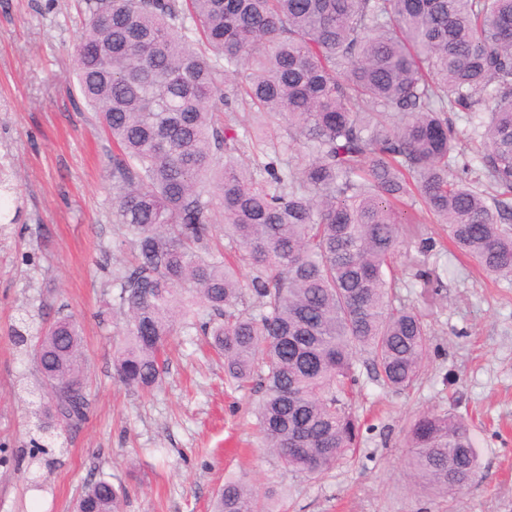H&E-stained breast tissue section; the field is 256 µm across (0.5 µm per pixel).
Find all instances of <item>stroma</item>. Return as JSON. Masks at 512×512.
Instances as JSON below:
<instances>
[{
	"instance_id": "1",
	"label": "stroma",
	"mask_w": 512,
	"mask_h": 512,
	"mask_svg": "<svg viewBox=\"0 0 512 512\" xmlns=\"http://www.w3.org/2000/svg\"><path fill=\"white\" fill-rule=\"evenodd\" d=\"M74 12V0H0V512H74L103 475L127 491L121 512H210L230 477L274 488L281 512H512V280L485 278L441 225L420 227L432 250L406 242L394 263L398 297L430 331L420 379L396 394L360 362L361 439L318 477L259 449L257 386L228 385L199 334L174 336L151 393L114 379L122 320L108 272L126 248L112 222V143L72 74ZM26 311L72 316L86 354L88 417L45 454L25 425L37 376L9 337ZM428 410L464 416L479 454L474 484L447 497L405 474L407 428Z\"/></svg>"
}]
</instances>
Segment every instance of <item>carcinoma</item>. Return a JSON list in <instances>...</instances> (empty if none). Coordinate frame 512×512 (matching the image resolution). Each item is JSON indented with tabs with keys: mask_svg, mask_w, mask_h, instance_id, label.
<instances>
[{
	"mask_svg": "<svg viewBox=\"0 0 512 512\" xmlns=\"http://www.w3.org/2000/svg\"><path fill=\"white\" fill-rule=\"evenodd\" d=\"M78 89L112 139V223L131 259L110 272L122 340L113 377L147 392L178 328L196 327L227 379L256 382L260 447L307 477L355 449L359 356L395 393L428 354L423 314L390 276L404 207L443 224L484 273L512 278V0H81ZM244 112L254 118L246 125ZM479 119L480 162L448 113ZM224 221V243H213ZM246 266L248 280L240 278ZM259 303L243 308L244 292ZM69 427L90 409L69 316L12 326ZM406 467L440 496L479 461L467 420L425 412ZM224 481L212 512H275ZM88 483L76 512H119Z\"/></svg>",
	"mask_w": 512,
	"mask_h": 512,
	"instance_id": "cac0c4a2",
	"label": "carcinoma"
}]
</instances>
